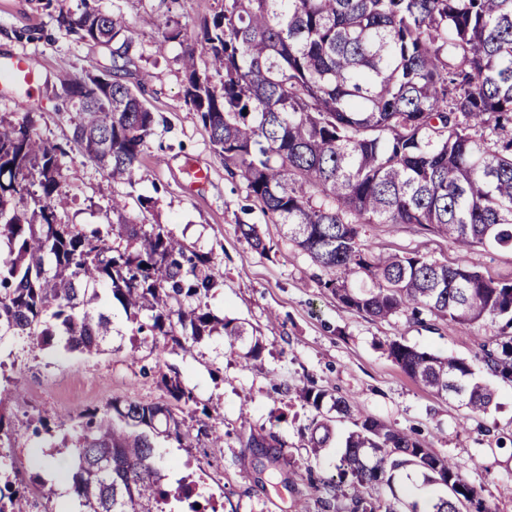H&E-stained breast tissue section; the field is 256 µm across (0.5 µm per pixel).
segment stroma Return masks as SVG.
<instances>
[{
	"label": "stroma",
	"instance_id": "35a3bbf8",
	"mask_svg": "<svg viewBox=\"0 0 512 512\" xmlns=\"http://www.w3.org/2000/svg\"><path fill=\"white\" fill-rule=\"evenodd\" d=\"M80 0H0V55L27 52L40 62L29 108L11 90H0V117L16 121L25 111L38 115L41 137L60 147L68 203L62 223L85 232L106 233L116 249L127 241L111 226L113 199L126 204L125 215L139 224H158L189 252L211 257L218 284L207 299L224 320L256 328L262 350L244 359L248 343L229 346L224 337H203L183 349L172 339H154L112 308V341L102 354L86 356L56 342L31 348L21 339L0 341V390L9 396L0 413L14 434L9 453L26 482L49 481L51 461L64 481L72 473L61 461L63 440L72 438L86 411L112 400H133L170 408L184 420L193 441L180 447L160 436L159 464L169 486L195 483V498L213 512H345V492L331 494L341 450L352 428L335 425L321 455H312L304 432L316 411L301 398L307 388L355 401L363 415L429 443L448 457L479 492L490 512H512V381L487 372L477 357L497 332L490 322L461 326L429 312L401 313L379 320L344 307L323 287L324 272L290 241L282 227L250 197L246 182L230 175L215 153L207 130L184 101L183 56L196 46L204 19L221 0H96L106 14L119 13L136 32L123 82L137 87L145 106L158 117L132 181L112 183L76 144L78 112L59 95L58 78L79 80L92 69L112 65V49L82 42L59 28L56 8L76 9ZM169 16L181 33L157 49V16ZM207 169L198 186L187 183L191 166ZM151 198L152 208L138 200ZM254 224L267 244L255 250L240 234ZM359 239L368 254H418L439 263L460 262L485 279L512 283V249L476 246L461 252L448 241L414 224H364ZM398 340L441 356L472 364L477 378L494 391L487 413L468 416L456 399L436 395L410 378L390 357L387 345ZM178 374L193 400L171 398L161 377ZM20 392H12L13 383ZM217 413L222 446L198 437L204 411Z\"/></svg>",
	"mask_w": 512,
	"mask_h": 512
}]
</instances>
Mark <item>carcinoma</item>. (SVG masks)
Wrapping results in <instances>:
<instances>
[{"label":"carcinoma","instance_id":"1","mask_svg":"<svg viewBox=\"0 0 512 512\" xmlns=\"http://www.w3.org/2000/svg\"><path fill=\"white\" fill-rule=\"evenodd\" d=\"M95 0L56 22L87 42L135 32ZM183 60L184 98L197 113L228 173L288 238L327 275L324 287L347 308L373 318L425 309L461 326L500 321L481 362L512 380V285L468 266L409 254L373 257L360 224H417L460 249L512 246V0H224L201 25ZM80 118L74 139L114 180H131L157 123L117 74L59 78ZM27 112L0 119V340L26 336L36 346L58 337L71 351H102L112 336V305L127 318L148 313L153 336L196 342L222 334L230 346L239 324L216 318L206 299L214 265L192 259L161 225L142 229L112 201L119 228L140 242L135 254L112 253L101 232L86 235L58 219L65 192L59 147L38 133ZM364 275L370 288H350ZM195 305L185 307L186 299ZM389 355L415 381L452 394L475 415L493 391L472 366L397 340ZM169 395L189 402L178 377L162 376ZM330 410L352 426L338 483L351 489L346 512H419L400 498L398 473L422 472L447 489L430 512H487L453 464L426 443L362 415L336 398ZM181 439L182 421L164 406L113 401L87 412L69 448L81 512H163L184 486L169 489L153 437ZM331 417L313 419L314 452L330 440ZM25 487L0 485V512H28Z\"/></svg>","mask_w":512,"mask_h":512}]
</instances>
